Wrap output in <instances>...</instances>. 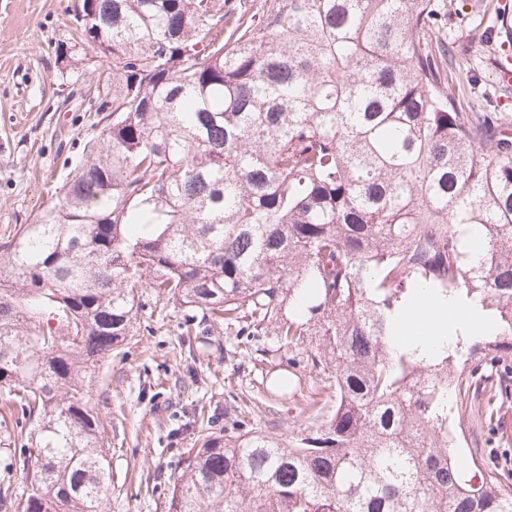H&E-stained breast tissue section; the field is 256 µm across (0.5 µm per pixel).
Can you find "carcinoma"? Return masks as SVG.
<instances>
[{
	"label": "carcinoma",
	"instance_id": "1",
	"mask_svg": "<svg viewBox=\"0 0 512 512\" xmlns=\"http://www.w3.org/2000/svg\"><path fill=\"white\" fill-rule=\"evenodd\" d=\"M80 0L112 19L102 137L34 223L0 237V390L20 417L3 512H103L88 393L139 288L231 336L315 337L335 410L282 440L199 426L169 512H512L469 449L479 391L512 375V115L462 112L432 0ZM56 50L106 47L75 27ZM477 230L480 248L458 226ZM497 330L427 361L394 338L419 289Z\"/></svg>",
	"mask_w": 512,
	"mask_h": 512
}]
</instances>
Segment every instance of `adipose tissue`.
<instances>
[{
  "mask_svg": "<svg viewBox=\"0 0 512 512\" xmlns=\"http://www.w3.org/2000/svg\"><path fill=\"white\" fill-rule=\"evenodd\" d=\"M495 328L493 314L480 305L436 298L425 291L401 321L398 335L432 355L453 346L457 334L489 333Z\"/></svg>",
  "mask_w": 512,
  "mask_h": 512,
  "instance_id": "adipose-tissue-1",
  "label": "adipose tissue"
}]
</instances>
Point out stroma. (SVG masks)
<instances>
[{
  "label": "stroma",
  "mask_w": 512,
  "mask_h": 512,
  "mask_svg": "<svg viewBox=\"0 0 512 512\" xmlns=\"http://www.w3.org/2000/svg\"><path fill=\"white\" fill-rule=\"evenodd\" d=\"M75 0H0V235L35 221L59 193L85 145L99 138L94 115L79 108L81 84L109 64L93 52L77 55L73 77H59L55 48L68 41ZM447 14L441 35L448 46L450 88L466 112L512 113V87L496 85L491 62L499 13L512 0H435ZM132 336L101 365L90 404L109 431L112 495L105 512H169L167 477L181 467L192 431H178L202 410L216 431L251 420L276 437L326 425V377L315 368L314 339L290 355L262 359L242 352L223 327L184 343L188 309L157 303L141 291ZM298 383L288 394L266 395L264 386L290 370Z\"/></svg>",
  "instance_id": "35a3bbf8"
}]
</instances>
